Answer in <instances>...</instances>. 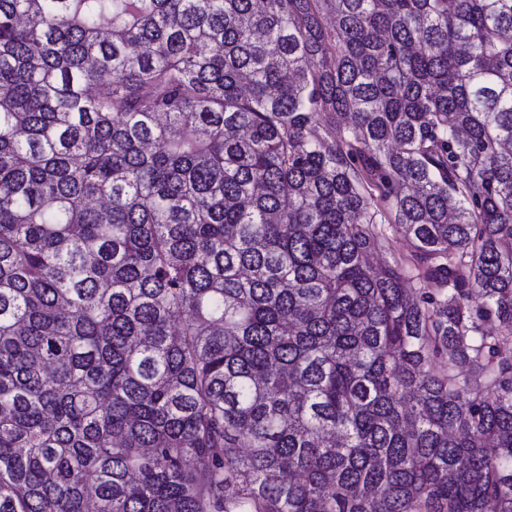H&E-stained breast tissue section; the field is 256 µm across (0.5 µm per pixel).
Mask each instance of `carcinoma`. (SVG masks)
<instances>
[{
    "label": "carcinoma",
    "instance_id": "obj_1",
    "mask_svg": "<svg viewBox=\"0 0 512 512\" xmlns=\"http://www.w3.org/2000/svg\"><path fill=\"white\" fill-rule=\"evenodd\" d=\"M511 345L512 0H0V512H512ZM391 222L392 223L390 224L387 222L382 224L387 236L386 245L388 249V256L412 265L413 247L402 234L396 232L393 224V218L391 219Z\"/></svg>",
    "mask_w": 512,
    "mask_h": 512
}]
</instances>
